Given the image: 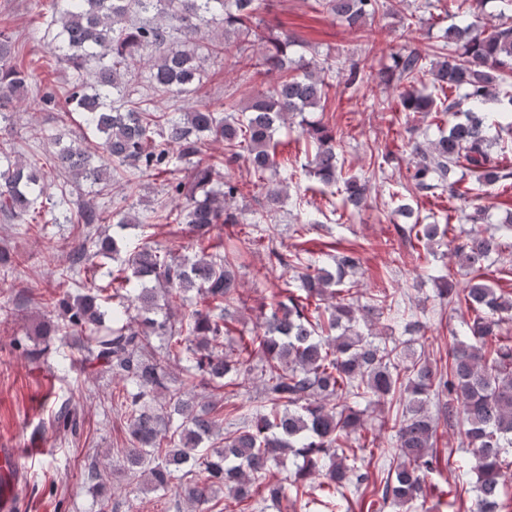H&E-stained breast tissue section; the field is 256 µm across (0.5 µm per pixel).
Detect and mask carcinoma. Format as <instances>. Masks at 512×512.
Wrapping results in <instances>:
<instances>
[{"label": "carcinoma", "mask_w": 512, "mask_h": 512, "mask_svg": "<svg viewBox=\"0 0 512 512\" xmlns=\"http://www.w3.org/2000/svg\"><path fill=\"white\" fill-rule=\"evenodd\" d=\"M403 0H315V9L344 21L360 33L364 45L375 41L368 19L395 10ZM494 0H448L458 16L485 11ZM265 0H54L45 19L52 35L51 54L75 71L65 97V111L82 119V135L102 140L104 157L90 153L66 124L31 137L50 145L70 184L107 185L118 169L136 180L168 173L165 196L184 201L178 213L186 225L193 256L176 255L160 244H145L107 271L106 284L96 277L102 260L120 253L118 240L99 232L101 211L86 203L77 220L69 215L65 195L48 192L47 172L17 157L11 143L0 140V214L42 229V217L72 225L78 241L70 270L57 274L45 303L44 320L35 335L57 338L82 352L84 368L107 373L122 383L115 406L127 421L126 469L154 490L175 493L174 509L186 502L192 512H234L233 504L282 501L291 512L304 508L306 497H319L329 512H350L347 493L367 503V512L387 504L407 512H441L437 486L426 492L429 474L439 470L433 451L440 426L456 430L475 459L476 512H505L504 467L512 454V336L502 324L512 319V297L471 278L460 289L451 274L433 277L436 296L466 310L464 328L448 336V361L438 368L410 340L376 336L372 326L385 315L395 321L390 295L362 304L344 287L361 265L352 249L336 251L329 269L298 252L286 254L270 243V258L281 266L298 265L300 293L272 294L262 331L233 335L231 322L245 302L237 256L206 243L218 224H242L237 199L251 182L220 171L244 161L249 175L266 188L267 214L282 203L285 186L275 180L285 163L277 160L275 139L288 121L299 125L314 153L308 166L324 185L341 183L343 208L356 210L367 199L369 181L344 173L338 163L336 127L310 121L305 113L321 107L337 74L348 86L362 81L358 67L322 61H294L288 48L293 36L266 35L259 18ZM153 14L154 21L135 24L133 15ZM434 53H399L380 72L385 85L403 86L402 112L424 114L447 126L435 140L414 137L408 193L459 199L461 167L478 183L504 184L512 171L500 165L492 148L512 141V24L470 23L442 30ZM233 59L248 79L262 68L278 80L257 92L241 108L229 95L224 109L197 101L184 112L154 104L157 95L190 96L199 89L202 56ZM19 46L0 32V131L12 127L16 103L28 92L31 74L18 63ZM430 75L432 90H411ZM470 107L462 111V101ZM503 105L500 119L486 123L483 106ZM212 142L224 144V161L204 165L201 155ZM391 214L414 219L399 227L403 236L431 250L451 245L449 224H423L414 209L389 194ZM114 226L148 228L165 219L163 212L130 213L115 209ZM496 233L473 229L451 256L474 272L502 253ZM196 291L205 309L193 308ZM336 300L321 307L322 301ZM136 317L128 316L130 308ZM186 361L180 386H170L165 366ZM213 394L203 401L200 382ZM231 388L235 401L219 404L216 393ZM258 390V397L252 396ZM438 407L436 415L428 409ZM398 405L401 411L381 420L392 431L390 458L379 462L382 477L370 479L375 443L367 441L365 413L374 405ZM57 424L77 428L76 410L64 404ZM291 461L283 479L270 471ZM84 480L99 498L100 512H132L133 504L116 499L105 471L94 464ZM320 481L313 482L314 477ZM224 493V499L218 494Z\"/></svg>", "instance_id": "obj_1"}]
</instances>
